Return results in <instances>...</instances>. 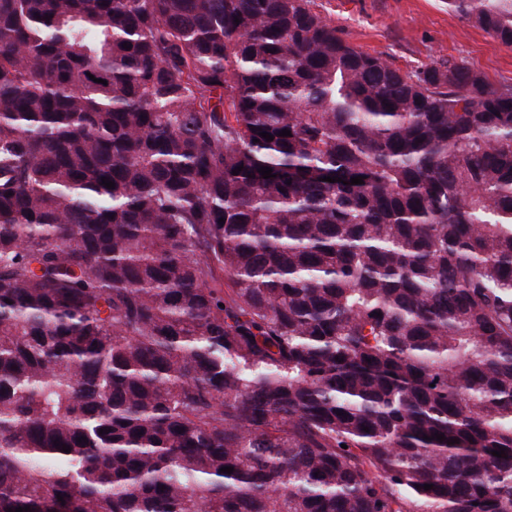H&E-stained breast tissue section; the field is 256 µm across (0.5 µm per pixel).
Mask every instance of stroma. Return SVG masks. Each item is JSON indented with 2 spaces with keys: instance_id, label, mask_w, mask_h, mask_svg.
I'll use <instances>...</instances> for the list:
<instances>
[{
  "instance_id": "1",
  "label": "stroma",
  "mask_w": 512,
  "mask_h": 512,
  "mask_svg": "<svg viewBox=\"0 0 512 512\" xmlns=\"http://www.w3.org/2000/svg\"><path fill=\"white\" fill-rule=\"evenodd\" d=\"M356 49L410 70L465 60L493 84L512 83V47L473 27L446 0H314Z\"/></svg>"
}]
</instances>
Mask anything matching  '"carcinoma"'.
<instances>
[{
    "mask_svg": "<svg viewBox=\"0 0 512 512\" xmlns=\"http://www.w3.org/2000/svg\"><path fill=\"white\" fill-rule=\"evenodd\" d=\"M313 4L0 0V512H512V84Z\"/></svg>",
    "mask_w": 512,
    "mask_h": 512,
    "instance_id": "cac0c4a2",
    "label": "carcinoma"
}]
</instances>
